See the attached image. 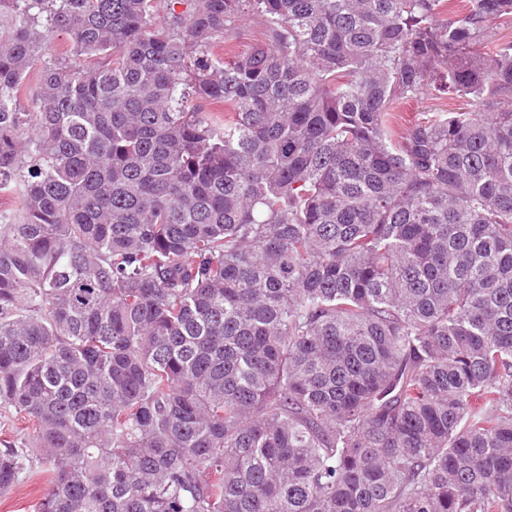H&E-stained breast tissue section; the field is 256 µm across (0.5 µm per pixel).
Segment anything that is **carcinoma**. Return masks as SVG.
Instances as JSON below:
<instances>
[{"label": "carcinoma", "instance_id": "obj_1", "mask_svg": "<svg viewBox=\"0 0 512 512\" xmlns=\"http://www.w3.org/2000/svg\"><path fill=\"white\" fill-rule=\"evenodd\" d=\"M489 22L512 0H0V406L25 430L0 492L31 458L37 512H512ZM433 92L478 111L392 127Z\"/></svg>", "mask_w": 512, "mask_h": 512}]
</instances>
